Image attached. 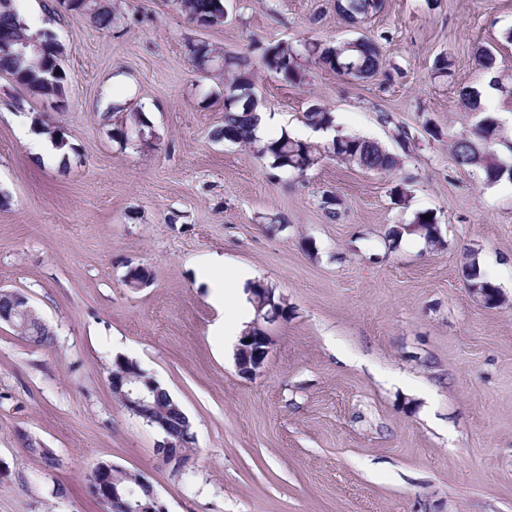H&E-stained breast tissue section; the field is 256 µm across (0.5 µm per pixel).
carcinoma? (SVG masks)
I'll return each mask as SVG.
<instances>
[{
  "label": "carcinoma",
  "mask_w": 512,
  "mask_h": 512,
  "mask_svg": "<svg viewBox=\"0 0 512 512\" xmlns=\"http://www.w3.org/2000/svg\"><path fill=\"white\" fill-rule=\"evenodd\" d=\"M176 5L193 22L201 26H216L224 23V0H175ZM336 13L345 24L361 23L369 15L383 8V0H336ZM11 33L18 38L31 40L28 26L19 13L8 7L0 6V33ZM187 51L195 69L206 73L211 62H223L224 73V125L216 131L215 137L232 144L248 145L256 150L259 157L268 160L273 169L287 170L299 176L316 167L323 156L329 154L341 160L357 165L363 170L378 174L394 171L399 158L371 139L336 134L322 145L283 135L263 145L254 137V127L258 116L247 106L248 92L254 90V72L251 59L247 55H220L219 50L205 41L187 43ZM307 55L322 66L347 77L369 80L383 67L382 47L377 39L361 37L350 42L322 43L320 41L300 42L296 45L281 42L262 52V65L292 84H301L305 76L300 70L298 60ZM477 65L485 72L497 68V55L488 47H479L475 51ZM58 57L48 52L44 55L28 54L22 58L10 52L0 51V73L9 76L17 85L32 94H65V74L58 71L54 83L47 82L49 73L56 68ZM146 123L138 113H112V141L125 144L123 135L134 121ZM303 122L313 128L328 131L333 128V116L328 109L314 104L303 113ZM498 135V123L490 116L479 120L475 127V137H463L453 145V159L460 167L481 169L486 180L494 181L502 176L512 178V167L501 164L489 149ZM392 137L400 148L408 152L415 146L416 137L403 125H393ZM413 224L427 242L433 246L442 244L437 227V218L424 211L415 215ZM25 339L29 336L40 337L41 345L53 343V333L37 315L28 320L26 326L18 331Z\"/></svg>",
  "instance_id": "obj_1"
}]
</instances>
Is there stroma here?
Segmentation results:
<instances>
[{
  "label": "stroma",
  "instance_id": "35a3bbf8",
  "mask_svg": "<svg viewBox=\"0 0 512 512\" xmlns=\"http://www.w3.org/2000/svg\"><path fill=\"white\" fill-rule=\"evenodd\" d=\"M97 3L111 29L62 7L35 18L14 0L56 34L68 94L59 108L0 74V289L25 293L55 338L35 347L0 326V512H101L87 487L101 462L145 477L169 512H512V182L486 183L451 152L480 119L458 91L483 86V44L498 51L493 150L512 163V0H385L354 28L334 0H230L210 28L173 0ZM361 34L382 40L369 81L304 57L294 85L261 64L279 41ZM196 39L248 54L263 108L288 129L322 104L340 133L379 142L400 167L385 176L328 156L300 177L214 141L224 80L196 72ZM441 57L450 76L434 70ZM118 99L150 110L153 144L113 143L104 116ZM383 112L415 134L413 152L401 155ZM34 113L64 126L67 165L34 156L17 122ZM325 194L343 201L336 220ZM423 210L442 245L407 233L389 246L388 229ZM215 254L288 305L252 379L213 335L220 312L200 267ZM469 264L501 306L474 292ZM133 266L152 274L137 290L124 284ZM119 352L188 415L185 472L112 394Z\"/></svg>",
  "mask_w": 512,
  "mask_h": 512
}]
</instances>
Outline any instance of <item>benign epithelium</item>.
Here are the masks:
<instances>
[{
    "label": "benign epithelium",
    "mask_w": 512,
    "mask_h": 512,
    "mask_svg": "<svg viewBox=\"0 0 512 512\" xmlns=\"http://www.w3.org/2000/svg\"><path fill=\"white\" fill-rule=\"evenodd\" d=\"M14 312L10 316L0 317V324H5L12 329H18L17 321L26 320L33 316V309L29 305L28 298L17 291L13 292ZM262 316H257L252 326L261 330L255 335L251 330H246L240 337L235 351V365L238 373L244 377L252 378L259 375L269 357L272 346V336L267 330L261 329ZM116 364L121 367V372H114L108 378L112 393L120 398L123 406L134 416L144 419V422L158 431L162 440L157 444V452L163 462L171 466L173 470L180 471L185 467L188 454L185 449L191 447L194 441V433L191 430V422L185 412H180L184 422L185 434L176 440L167 435L168 427L165 413L157 405L150 402V393L145 388L151 387L156 380L141 377V369L137 362L118 356ZM138 488L142 490L144 501L137 499L136 489L130 487L119 491L118 484L112 480L111 465L101 463L94 468L88 478L90 493L102 504H107L113 499L126 495L125 502L127 512H168L165 503L161 500L153 486L140 477L137 480Z\"/></svg>",
    "instance_id": "1"
}]
</instances>
